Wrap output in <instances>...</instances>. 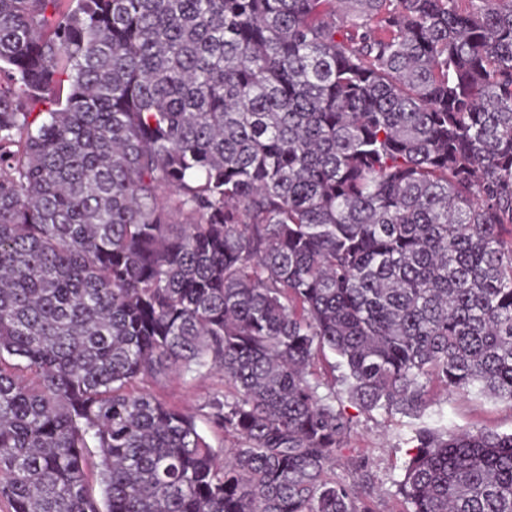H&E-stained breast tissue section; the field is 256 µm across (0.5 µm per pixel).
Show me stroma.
<instances>
[{"label":"stroma","instance_id":"obj_1","mask_svg":"<svg viewBox=\"0 0 512 512\" xmlns=\"http://www.w3.org/2000/svg\"><path fill=\"white\" fill-rule=\"evenodd\" d=\"M151 391L170 404L198 412L212 396L224 393V378L214 373L206 378L183 382L169 377L151 383ZM341 409L354 429L328 470L329 476L359 482L371 488L374 512H402L393 482L399 479L410 446L406 439L419 425H448L457 430L491 428L512 433V405L477 392L450 393L441 386L430 388L428 402L419 417L383 410L362 411L350 401Z\"/></svg>","mask_w":512,"mask_h":512}]
</instances>
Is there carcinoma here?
I'll list each match as a JSON object with an SVG mask.
<instances>
[{"label": "carcinoma", "mask_w": 512, "mask_h": 512, "mask_svg": "<svg viewBox=\"0 0 512 512\" xmlns=\"http://www.w3.org/2000/svg\"><path fill=\"white\" fill-rule=\"evenodd\" d=\"M2 73L12 512H372L328 351L366 411L512 405V0H0ZM407 442L405 512H512V433ZM147 386L163 400L192 413L199 412L201 406L212 396L224 394L227 390L224 387V377L219 373H212L204 379L187 383L169 377L151 382Z\"/></svg>", "instance_id": "1"}]
</instances>
